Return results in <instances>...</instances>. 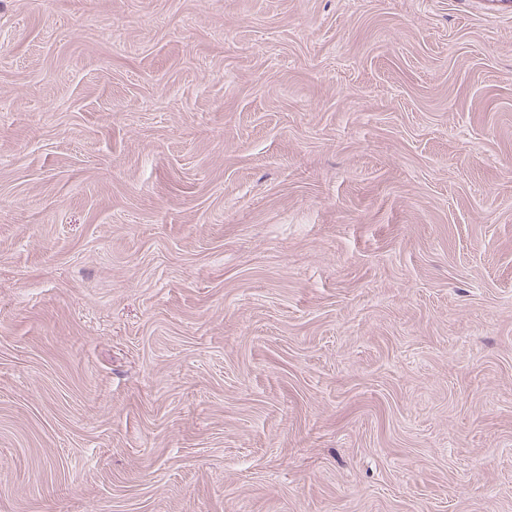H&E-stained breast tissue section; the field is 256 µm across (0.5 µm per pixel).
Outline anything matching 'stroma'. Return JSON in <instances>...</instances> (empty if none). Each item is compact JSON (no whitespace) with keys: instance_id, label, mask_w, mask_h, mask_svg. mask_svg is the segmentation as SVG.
Returning <instances> with one entry per match:
<instances>
[{"instance_id":"obj_1","label":"stroma","mask_w":512,"mask_h":512,"mask_svg":"<svg viewBox=\"0 0 512 512\" xmlns=\"http://www.w3.org/2000/svg\"><path fill=\"white\" fill-rule=\"evenodd\" d=\"M0 512H512V0H0Z\"/></svg>"}]
</instances>
